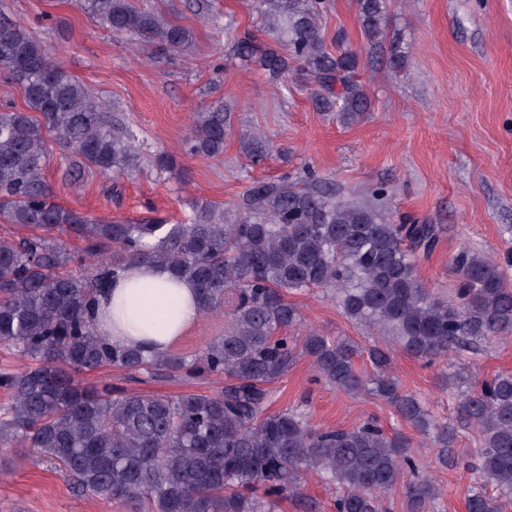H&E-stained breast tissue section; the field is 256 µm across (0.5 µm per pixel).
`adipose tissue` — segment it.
<instances>
[{"mask_svg":"<svg viewBox=\"0 0 512 512\" xmlns=\"http://www.w3.org/2000/svg\"><path fill=\"white\" fill-rule=\"evenodd\" d=\"M171 299L175 307L166 310L162 322H154L150 304ZM199 311L192 282L161 267L134 265L102 289L94 319L99 336L108 344L161 355L198 319Z\"/></svg>","mask_w":512,"mask_h":512,"instance_id":"obj_1","label":"adipose tissue"}]
</instances>
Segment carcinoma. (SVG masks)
<instances>
[{
	"mask_svg": "<svg viewBox=\"0 0 512 512\" xmlns=\"http://www.w3.org/2000/svg\"><path fill=\"white\" fill-rule=\"evenodd\" d=\"M369 45L385 35V0H357ZM275 45L239 39V58L275 78L300 65L318 91L320 111L355 121L367 97L353 78L360 54L322 34L324 0H259ZM86 12L117 36L137 35L164 48L192 42L191 31L133 0H84ZM0 75L21 87L25 106L0 109V222L31 229L0 231V343L28 360L0 369V447L20 437L79 488L148 512H275L304 496V475H323L338 490L335 512H381L380 495L420 463L407 439L373 419L351 429L317 430L301 407L272 411L267 385L302 356L327 383L349 394L372 392L419 433L433 435L443 467L456 465L455 434L415 394L387 373L391 357L374 346L377 375L363 376L348 342L317 332L290 336L300 321L290 291L330 293L347 318L377 327L422 360L448 354L477 358L512 337V280L501 263L464 250L452 262L448 300L434 296L418 263L437 246L434 224H396L378 205L336 198L309 172L296 183L257 181L233 213L207 199L189 201L186 224L161 220L102 221L53 200L42 171L54 134L91 170L124 175L139 167L134 133L110 106L52 61L23 25L0 16ZM224 106L193 116L188 153L219 156L227 132ZM84 243L91 271H67L75 256L56 233ZM132 263L160 266L198 290L201 314L229 310L224 334L193 353L146 357L109 346L97 335L92 305L100 288ZM112 366L131 375L182 372L224 380L212 394L176 397L129 392L110 383L87 387L79 375ZM461 419L479 431L474 459L464 464L498 495L472 488L467 512H503L512 497V374L498 373L460 394ZM422 476L409 483L410 512L439 498Z\"/></svg>",
	"mask_w": 512,
	"mask_h": 512,
	"instance_id": "carcinoma-1",
	"label": "carcinoma"
}]
</instances>
